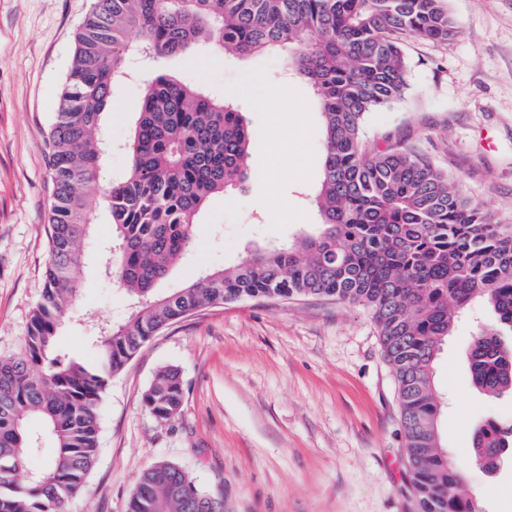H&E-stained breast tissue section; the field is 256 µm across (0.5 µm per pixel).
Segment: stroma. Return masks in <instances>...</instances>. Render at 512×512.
I'll list each match as a JSON object with an SVG mask.
<instances>
[{
    "mask_svg": "<svg viewBox=\"0 0 512 512\" xmlns=\"http://www.w3.org/2000/svg\"><path fill=\"white\" fill-rule=\"evenodd\" d=\"M93 0H0V355L18 351L43 288L52 184L47 136L74 53V32ZM460 25L445 42L410 39L403 100L369 112L379 141L398 132L495 220L512 223V0H446ZM162 68L233 101L252 130L251 175L213 197L193 227L171 290L256 247L293 243L317 216L323 128L313 94L281 55L247 59L195 49ZM144 84L113 88L103 127L105 181L122 179L125 142ZM83 292L60 333L64 351L92 354L100 322L123 321L131 303L102 273L112 225L93 199ZM482 300L455 322L434 362L446 406L441 442L466 465L479 512H512V461L489 474L470 464L474 428L512 422V394L472 385L468 352L495 329ZM176 367L180 413L165 423L142 394L162 367ZM98 454L69 512H126L139 474L167 460L223 498L224 512H417L409 483L398 386L370 311L319 298H245L192 313L151 338L109 381L100 402Z\"/></svg>",
    "mask_w": 512,
    "mask_h": 512,
    "instance_id": "35a3bbf8",
    "label": "stroma"
}]
</instances>
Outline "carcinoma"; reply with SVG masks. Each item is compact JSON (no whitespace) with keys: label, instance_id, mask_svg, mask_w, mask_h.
I'll return each mask as SVG.
<instances>
[{"label":"carcinoma","instance_id":"obj_1","mask_svg":"<svg viewBox=\"0 0 512 512\" xmlns=\"http://www.w3.org/2000/svg\"><path fill=\"white\" fill-rule=\"evenodd\" d=\"M445 0H94L75 33L72 64L48 133L52 204L45 284L19 350L0 356V512H68L98 452L99 406L111 376L160 329L243 298H329L369 308L398 385L405 454L418 512H478L462 466L441 448L433 364L455 314L481 298L512 329V225L496 224L454 180L389 133L364 136L367 114L403 98L406 39L445 42L459 26ZM249 56L277 50L311 88L324 125L319 223L282 248H260L206 269L166 294L157 285L192 245L208 200L248 178L250 131L233 103L201 84L159 74L146 83L127 142L124 177L101 187L102 116L132 60L196 47ZM99 192L112 218L105 275L135 309L99 328L93 358L55 354L62 320L81 293L83 245ZM474 386L512 391V345L496 333L468 353ZM158 421L183 404L179 371L164 367L143 392ZM56 446L17 476L36 450L28 419ZM512 453V427L473 432V462L495 469ZM127 512H224L178 465L137 478Z\"/></svg>","mask_w":512,"mask_h":512}]
</instances>
